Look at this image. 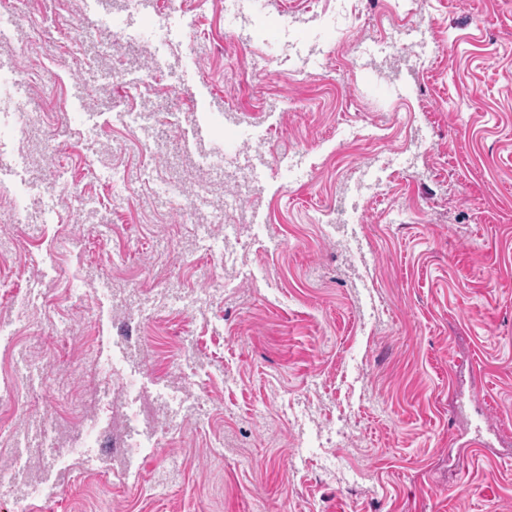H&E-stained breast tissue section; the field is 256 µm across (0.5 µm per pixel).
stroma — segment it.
Instances as JSON below:
<instances>
[{"label": "stroma", "instance_id": "stroma-1", "mask_svg": "<svg viewBox=\"0 0 512 512\" xmlns=\"http://www.w3.org/2000/svg\"><path fill=\"white\" fill-rule=\"evenodd\" d=\"M7 6L0 512H512V0Z\"/></svg>", "mask_w": 512, "mask_h": 512}]
</instances>
